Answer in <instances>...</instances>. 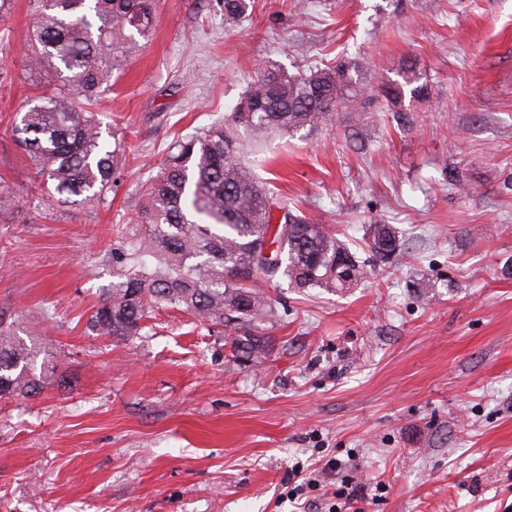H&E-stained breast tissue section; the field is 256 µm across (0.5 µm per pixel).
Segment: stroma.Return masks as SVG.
<instances>
[{
	"label": "stroma",
	"instance_id": "stroma-1",
	"mask_svg": "<svg viewBox=\"0 0 512 512\" xmlns=\"http://www.w3.org/2000/svg\"><path fill=\"white\" fill-rule=\"evenodd\" d=\"M31 8L0 18V311L43 322L69 386L0 403V512H334L352 481L384 485L363 512H512V0H255L232 30L217 0H159L89 106L126 160L75 204L51 200L14 131L62 92L27 69ZM345 59L368 87L413 71L426 90L403 120L377 96L363 123L270 137L251 164L350 244L365 282L257 281L276 313L258 362L171 307L132 339L89 335L175 140L264 65ZM379 221L403 241L387 263L364 235ZM299 466L317 485L296 496Z\"/></svg>",
	"mask_w": 512,
	"mask_h": 512
}]
</instances>
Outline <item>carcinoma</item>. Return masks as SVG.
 Wrapping results in <instances>:
<instances>
[{"label": "carcinoma", "mask_w": 512, "mask_h": 512, "mask_svg": "<svg viewBox=\"0 0 512 512\" xmlns=\"http://www.w3.org/2000/svg\"><path fill=\"white\" fill-rule=\"evenodd\" d=\"M157 0H33L28 71L47 67L65 81L67 94L45 98L20 117L15 132L57 201L92 200L111 184L119 146L95 113L86 110L117 62L152 31ZM224 26L247 17L251 0H219ZM405 84L381 86L394 108ZM371 94L350 62L291 74L269 64L250 82L224 123L177 140L160 172L149 180L144 226L120 256V280L86 322L91 336L127 339L140 334L154 308H181L201 321L231 329L235 353L258 360L271 340L263 325L274 317L271 300L253 287L263 277L294 288L343 291L366 276L348 244L260 182L244 143L262 134H291L328 126L338 111L363 119ZM369 247L382 261L399 249L391 224L367 228ZM38 332L0 317V401L36 398L57 365L41 357Z\"/></svg>", "instance_id": "obj_1"}]
</instances>
